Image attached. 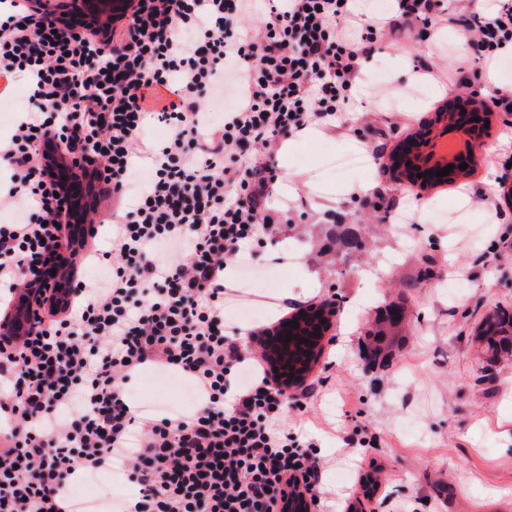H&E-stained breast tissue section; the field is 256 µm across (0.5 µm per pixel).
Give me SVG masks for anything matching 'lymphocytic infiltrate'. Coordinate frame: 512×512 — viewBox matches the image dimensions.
I'll return each mask as SVG.
<instances>
[{
  "label": "lymphocytic infiltrate",
  "instance_id": "1",
  "mask_svg": "<svg viewBox=\"0 0 512 512\" xmlns=\"http://www.w3.org/2000/svg\"><path fill=\"white\" fill-rule=\"evenodd\" d=\"M459 2L399 0V22L360 25L353 0H133L103 39L58 27L52 0H0V72L29 89L0 140V208L24 214L0 224V306L66 247L68 201L43 141L116 202L110 248L73 260L111 277L75 279L33 331L0 333V512H82L71 484L113 469L138 488L116 512H279L289 487L322 512L317 443L283 423L311 390L284 391L266 355L226 334L224 272L255 255L269 222L261 150L336 122L357 101L360 60L399 42L402 22L461 18ZM462 29L490 63L512 44V0ZM230 82L240 97L213 122ZM157 121L160 143L146 136ZM137 167L148 179L134 193ZM148 365L186 378L197 402L134 409L126 386Z\"/></svg>",
  "mask_w": 512,
  "mask_h": 512
}]
</instances>
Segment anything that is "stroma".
<instances>
[{
  "instance_id": "stroma-1",
  "label": "stroma",
  "mask_w": 512,
  "mask_h": 512,
  "mask_svg": "<svg viewBox=\"0 0 512 512\" xmlns=\"http://www.w3.org/2000/svg\"><path fill=\"white\" fill-rule=\"evenodd\" d=\"M459 36L453 20L437 30L412 22L405 47L383 45L364 62L356 112L263 154L278 215L254 260L269 273L273 304L250 322L225 313L224 327L257 353L253 330L335 297L323 354L307 377L317 388L296 420L320 446L330 512L348 505L370 512L382 503H404L410 512H512V357L486 363L472 341L485 314L512 307V250L500 246L512 239L504 183L512 171V112H494L471 175L457 183L398 185L378 158L454 97L512 89V52L487 67L471 59ZM426 66L447 83L430 82L427 103H393L392 92L423 81ZM357 148L372 156L370 172L324 171L325 151ZM381 197L390 209L385 229L369 236V254H336L333 237ZM427 268L433 278L419 282ZM396 298L412 310L404 342L385 363L367 365L364 333ZM126 393L137 409L189 404L178 389L153 384L146 369ZM363 437L366 447L346 453L347 442ZM364 461L381 469L369 497L360 489Z\"/></svg>"
}]
</instances>
